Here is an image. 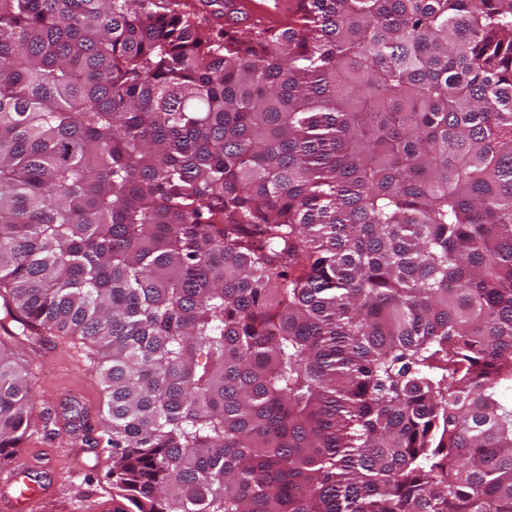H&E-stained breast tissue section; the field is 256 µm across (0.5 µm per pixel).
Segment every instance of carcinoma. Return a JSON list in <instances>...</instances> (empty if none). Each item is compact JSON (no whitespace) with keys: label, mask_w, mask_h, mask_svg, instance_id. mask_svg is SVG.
Returning a JSON list of instances; mask_svg holds the SVG:
<instances>
[{"label":"carcinoma","mask_w":512,"mask_h":512,"mask_svg":"<svg viewBox=\"0 0 512 512\" xmlns=\"http://www.w3.org/2000/svg\"><path fill=\"white\" fill-rule=\"evenodd\" d=\"M0 0L9 341L100 354L112 512H512V0Z\"/></svg>","instance_id":"obj_1"}]
</instances>
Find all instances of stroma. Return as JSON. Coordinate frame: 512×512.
<instances>
[{
    "label": "stroma",
    "instance_id": "35a3bbf8",
    "mask_svg": "<svg viewBox=\"0 0 512 512\" xmlns=\"http://www.w3.org/2000/svg\"><path fill=\"white\" fill-rule=\"evenodd\" d=\"M18 358L31 367L36 426L17 448L15 460L37 465L39 479L48 487L30 512H112V491L105 479L112 460L99 448L75 455L64 411L75 398L87 412L98 413L101 385L95 364L63 342L54 348L43 344L20 350Z\"/></svg>",
    "mask_w": 512,
    "mask_h": 512
}]
</instances>
